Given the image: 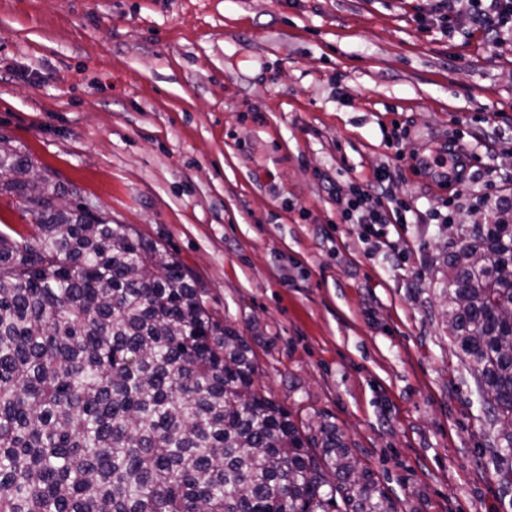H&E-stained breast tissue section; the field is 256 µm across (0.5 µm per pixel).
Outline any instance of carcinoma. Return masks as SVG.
<instances>
[{"label":"carcinoma","instance_id":"1","mask_svg":"<svg viewBox=\"0 0 512 512\" xmlns=\"http://www.w3.org/2000/svg\"><path fill=\"white\" fill-rule=\"evenodd\" d=\"M0 195L34 235L0 233V512H397L336 423L311 434L256 389L248 341L165 250L18 178ZM446 255L448 333L512 488V222Z\"/></svg>","mask_w":512,"mask_h":512}]
</instances>
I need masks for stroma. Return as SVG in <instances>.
<instances>
[{
    "instance_id": "obj_1",
    "label": "stroma",
    "mask_w": 512,
    "mask_h": 512,
    "mask_svg": "<svg viewBox=\"0 0 512 512\" xmlns=\"http://www.w3.org/2000/svg\"><path fill=\"white\" fill-rule=\"evenodd\" d=\"M426 6L0 0V145L176 257L256 386L332 417L398 512H512L443 315L476 189L512 193V41ZM450 147L461 177L418 168ZM385 166L390 253L336 202Z\"/></svg>"
}]
</instances>
